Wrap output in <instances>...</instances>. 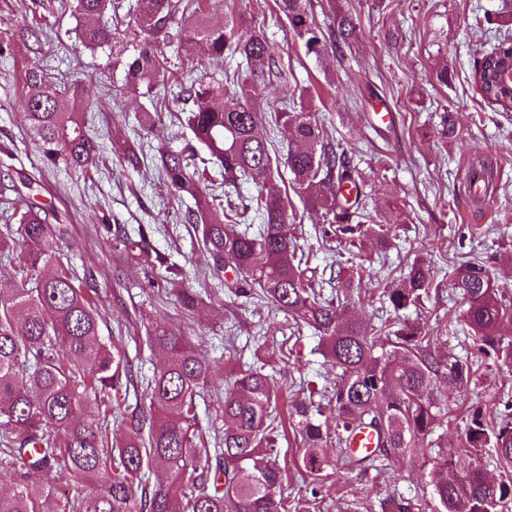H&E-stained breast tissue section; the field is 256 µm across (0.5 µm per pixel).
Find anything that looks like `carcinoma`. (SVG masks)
<instances>
[{"mask_svg": "<svg viewBox=\"0 0 512 512\" xmlns=\"http://www.w3.org/2000/svg\"><path fill=\"white\" fill-rule=\"evenodd\" d=\"M293 35L306 52L321 57L359 41L352 10L332 8L333 30L325 36L304 0H276ZM72 12L88 20L80 34L83 47L112 48L123 67L124 89L166 103L169 61L158 52L160 38L179 29L185 55L179 69L194 72L207 59L224 55L245 61V75L225 86L190 80L184 88L191 108L185 117L194 143L180 151L159 149V176L175 197L195 200V218L214 273L233 265L235 280L225 287L238 297L261 294L303 325L320 333L336 382L319 393L320 401L297 399L289 419L301 436L300 462L314 484L337 465H361L379 457L401 459L432 434L436 409L448 396L436 379L448 370L453 382H469L474 365L487 359L512 363V341L501 331L512 327V301L478 259L458 263L449 290L466 304L463 311L473 351L448 363V339L423 321L378 317L366 326L346 315L347 302L362 281L363 268L347 259L336 277L320 279L309 267L311 247L300 243L287 202L272 181L274 169L286 167L301 190L304 209L323 211L327 228L348 244V253L367 240L385 245V229L373 225L365 207L346 206L341 189L357 185L356 169L343 151L331 149L327 129L304 106L284 102L273 112L257 106L252 84L260 79L279 93L274 77L282 75L263 36L243 30V17L214 23L192 0H72ZM34 38L42 51V32L30 27L0 26V55L17 36ZM498 52L474 61L472 80L484 102L512 110V91L496 82L500 63L512 54V39H501ZM20 115L42 147L45 167L61 163L88 172L104 153L86 119L87 91L74 80L46 68L25 72ZM291 127L283 165L273 164L270 128ZM207 151L198 155L196 145ZM128 166L141 165L138 149L114 147ZM213 170L224 184L252 181L260 187L251 223L229 194L201 191L204 172ZM14 224L0 232V259L11 271L0 273V464L12 471V491H0V512H288L284 484L288 469L277 448L278 388L257 369L216 384L214 369L180 331L157 324L148 336L160 355L148 380V410L131 415L126 431L112 436V408L126 400L128 374L124 352L99 335L100 315L89 285L58 264L65 229L28 206L14 209ZM330 294H324L325 288ZM432 289L428 268L414 263L394 287L379 289L382 305L399 314L418 307ZM223 390L224 435L211 450L198 426L197 398L204 390ZM336 409L333 428H323V405ZM361 429L375 433L376 446L360 456L351 448ZM336 450L332 461L325 448ZM491 450L504 476L487 479L477 457ZM215 466H200L202 457ZM422 476L433 487L435 512H503L512 503V421L500 413L473 410L458 448H439ZM66 471L69 493L54 496L48 476ZM166 474L153 488L147 472ZM385 512H426L420 501L388 500Z\"/></svg>", "mask_w": 512, "mask_h": 512, "instance_id": "obj_1", "label": "carcinoma"}]
</instances>
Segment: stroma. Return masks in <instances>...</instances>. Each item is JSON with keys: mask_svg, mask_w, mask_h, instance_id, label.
<instances>
[{"mask_svg": "<svg viewBox=\"0 0 512 512\" xmlns=\"http://www.w3.org/2000/svg\"><path fill=\"white\" fill-rule=\"evenodd\" d=\"M50 0H0V22L53 26L68 51L45 42L33 54L28 39L17 40L10 57H0V192L16 186L19 202L53 212L66 229L62 265L75 273L91 271L100 313V334L122 347L134 378L150 377L157 358L146 332L165 323L190 336L198 351L221 374L263 367L280 392L279 409L288 413L297 396L332 386L335 372L322 355L320 338L310 327L296 335V353H288L289 318L273 305L235 297L212 276L211 260L194 225L183 216L192 199L168 194L151 157L155 147L177 151L190 136L181 125L188 107L170 103L155 121H146L150 102L132 93L110 91L111 51L80 45V21L50 8ZM360 23L357 44L329 48L319 58L307 55L294 38L275 0H244L248 26L263 33L285 69L281 84L288 99L310 106L317 118L330 121L333 137L351 156L361 177L367 210L387 230V249L367 243L356 261L367 275L364 288L390 282L394 268L423 260L433 286L419 309L406 318L438 323L448 351L463 355L461 298L448 294L456 264L468 257L487 261L496 283L512 289V111L485 104L471 83L479 46L494 44V26L486 15L505 21L512 32V0H349ZM447 65V84L432 78ZM71 73L95 95L88 124L105 146L98 170L82 174L60 166L43 168L40 145L25 130L17 103L24 74L32 66ZM390 111L393 122L377 120ZM453 113L456 136L441 143L433 136L444 112ZM143 146L140 169L121 167L113 145ZM493 173L483 201L465 191L467 175L477 168ZM289 209L303 212L298 226L313 246L311 264L322 268L345 261L343 245L321 235V213L304 211L288 171L276 179ZM142 231L144 239L126 251L117 236ZM174 265L161 267L160 258ZM198 295L194 310L180 306L173 294L180 286ZM448 406L434 425L435 436L454 448L463 439L473 404L496 412L512 399V364L487 360L468 386L447 375L438 379ZM300 436L288 434L282 449L288 466L285 493L302 502L304 512H381L391 497L431 501L422 476L425 451H416L383 469H341L313 492L294 460Z\"/></svg>", "mask_w": 512, "mask_h": 512, "instance_id": "35a3bbf8", "label": "stroma"}]
</instances>
